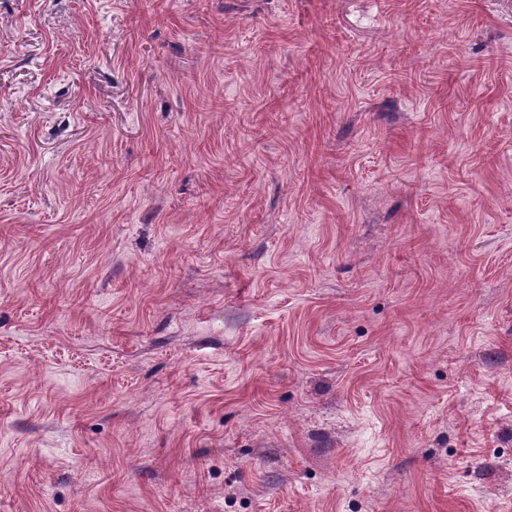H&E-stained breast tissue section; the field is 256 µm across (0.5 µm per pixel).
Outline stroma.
<instances>
[{
	"instance_id": "1",
	"label": "stroma",
	"mask_w": 512,
	"mask_h": 512,
	"mask_svg": "<svg viewBox=\"0 0 512 512\" xmlns=\"http://www.w3.org/2000/svg\"><path fill=\"white\" fill-rule=\"evenodd\" d=\"M0 512H512V0H0Z\"/></svg>"
}]
</instances>
